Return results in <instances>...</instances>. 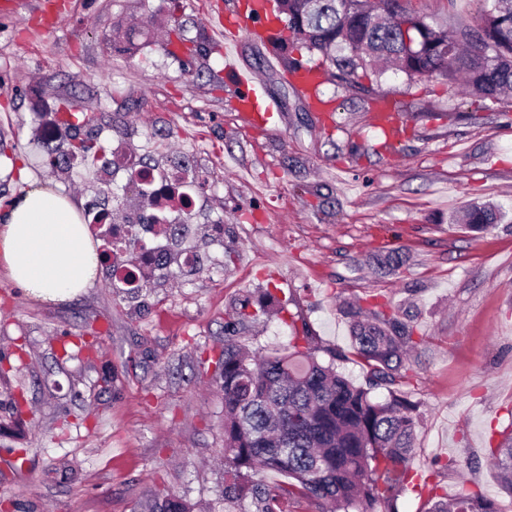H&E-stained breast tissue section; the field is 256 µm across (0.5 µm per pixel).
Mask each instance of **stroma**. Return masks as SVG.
Instances as JSON below:
<instances>
[{"label": "stroma", "mask_w": 512, "mask_h": 512, "mask_svg": "<svg viewBox=\"0 0 512 512\" xmlns=\"http://www.w3.org/2000/svg\"><path fill=\"white\" fill-rule=\"evenodd\" d=\"M18 0L0 11V214L27 169L79 205L136 197L124 176L63 172L41 127L126 148L159 168L196 153L208 182L181 220L203 262L117 291L97 273L63 302L33 299L0 269V512H140L161 486L217 502L224 470V391L216 367L238 299L261 288L301 309L323 348H346V302L378 296L427 338L411 358L421 425L415 469L444 466L461 487L508 504L490 447L512 424V225L484 233L450 218L472 203L512 211V112L477 108L439 80L386 71L358 85L322 79L321 103L285 83L274 30L232 51L274 99L263 127L243 115L224 74L225 15L244 0ZM443 25L471 21L475 0H406ZM398 111L388 139L372 124ZM223 224V240L202 226ZM398 250L399 274L376 256ZM233 262H226V254ZM280 316L239 341L287 346ZM24 413L10 424L12 401Z\"/></svg>", "instance_id": "stroma-1"}]
</instances>
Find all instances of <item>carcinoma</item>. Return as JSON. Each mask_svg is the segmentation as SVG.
Returning <instances> with one entry per match:
<instances>
[{"label": "carcinoma", "mask_w": 512, "mask_h": 512, "mask_svg": "<svg viewBox=\"0 0 512 512\" xmlns=\"http://www.w3.org/2000/svg\"><path fill=\"white\" fill-rule=\"evenodd\" d=\"M474 23L449 28L432 25L407 9L403 0H275L274 12L286 21L280 48L318 53L337 78L351 83L358 71L392 65L410 79H441L488 109L512 95V0H478ZM410 24L412 45L402 24ZM498 206L471 204L467 229L485 231L500 223ZM402 253L377 259V267L396 271ZM288 300L270 290L257 299L239 300L240 309L225 325L230 339L217 359L224 390L225 500L247 501L253 512H290L313 502L326 512H396L408 491H427L421 512H503L495 501L461 488L453 497L415 470L419 403L405 387L412 379L410 355L427 343L410 315L380 303L347 304L350 346L327 350L317 359L310 324L289 314L292 334L284 349L249 352L232 337L244 332L253 315L288 311ZM354 360L364 383L354 384L336 362ZM384 388L380 401L374 391ZM500 483L512 497V432H502L491 450ZM277 472L288 481L268 483L258 475ZM142 512H218L175 493L153 492Z\"/></svg>", "instance_id": "carcinoma-1"}]
</instances>
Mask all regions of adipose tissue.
Listing matches in <instances>:
<instances>
[{
	"label": "adipose tissue",
	"instance_id": "adipose-tissue-1",
	"mask_svg": "<svg viewBox=\"0 0 512 512\" xmlns=\"http://www.w3.org/2000/svg\"><path fill=\"white\" fill-rule=\"evenodd\" d=\"M99 256L76 205L30 182L0 215V265L29 295L62 300L92 285Z\"/></svg>",
	"mask_w": 512,
	"mask_h": 512
}]
</instances>
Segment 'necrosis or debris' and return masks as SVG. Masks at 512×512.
Wrapping results in <instances>:
<instances>
[{
    "label": "necrosis or debris",
    "mask_w": 512,
    "mask_h": 512,
    "mask_svg": "<svg viewBox=\"0 0 512 512\" xmlns=\"http://www.w3.org/2000/svg\"><path fill=\"white\" fill-rule=\"evenodd\" d=\"M61 162L72 168L90 162L109 177L125 174L130 187L143 201L133 223L121 226L112 237L113 249L126 256L125 262L112 267L114 283H129L135 257L143 255L153 266H163L170 247L195 234L196 225L169 222L165 213L155 205L156 198L172 193L182 200L185 208L194 207L196 192L202 186V171L189 162L184 161L161 171L145 157L125 154L117 142L107 153L96 154L86 160L65 155Z\"/></svg>",
    "instance_id": "4bbe7bcc"
}]
</instances>
